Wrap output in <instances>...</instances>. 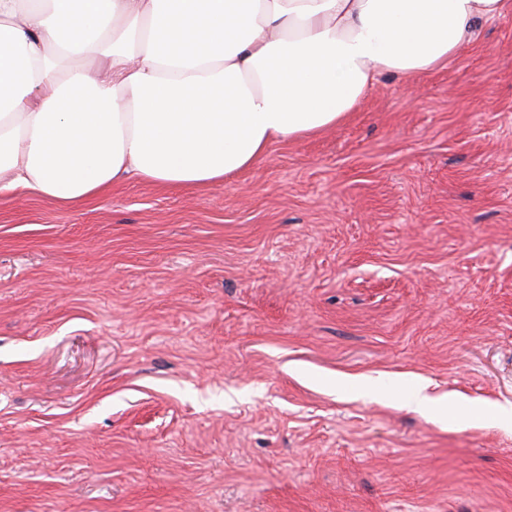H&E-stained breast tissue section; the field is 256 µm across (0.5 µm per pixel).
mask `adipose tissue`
I'll return each mask as SVG.
<instances>
[{
  "label": "adipose tissue",
  "instance_id": "adipose-tissue-1",
  "mask_svg": "<svg viewBox=\"0 0 512 512\" xmlns=\"http://www.w3.org/2000/svg\"><path fill=\"white\" fill-rule=\"evenodd\" d=\"M505 0H0V192L208 186L430 71ZM92 54L102 68L60 72Z\"/></svg>",
  "mask_w": 512,
  "mask_h": 512
}]
</instances>
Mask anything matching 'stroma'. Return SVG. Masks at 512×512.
Here are the masks:
<instances>
[{"instance_id": "35a3bbf8", "label": "stroma", "mask_w": 512, "mask_h": 512, "mask_svg": "<svg viewBox=\"0 0 512 512\" xmlns=\"http://www.w3.org/2000/svg\"><path fill=\"white\" fill-rule=\"evenodd\" d=\"M0 512H512V7L224 182L0 195Z\"/></svg>"}]
</instances>
